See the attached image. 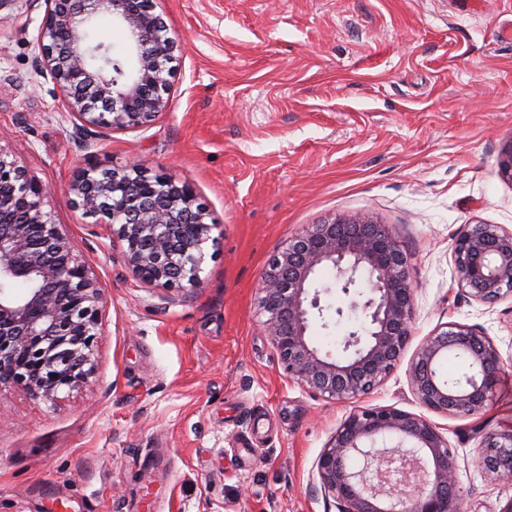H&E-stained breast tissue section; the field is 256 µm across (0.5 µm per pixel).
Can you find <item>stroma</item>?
Listing matches in <instances>:
<instances>
[{"label": "stroma", "instance_id": "35a3bbf8", "mask_svg": "<svg viewBox=\"0 0 512 512\" xmlns=\"http://www.w3.org/2000/svg\"><path fill=\"white\" fill-rule=\"evenodd\" d=\"M176 38L169 102L146 131L82 148L35 69L42 0L0 8V147L103 292L97 369L54 402L0 392V512H337L317 461L350 412L289 380L257 312L273 256L303 226L368 212L408 257L416 339L472 326L503 366L485 410L436 416L465 512L512 487L478 462L512 429V297L460 294L456 234L512 229V0H154ZM189 183L215 227L196 286L141 282L68 191L90 166ZM421 413L406 366L369 400Z\"/></svg>", "mask_w": 512, "mask_h": 512}]
</instances>
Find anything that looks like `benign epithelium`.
Returning a JSON list of instances; mask_svg holds the SVG:
<instances>
[{
    "label": "benign epithelium",
    "instance_id": "benign-epithelium-1",
    "mask_svg": "<svg viewBox=\"0 0 512 512\" xmlns=\"http://www.w3.org/2000/svg\"><path fill=\"white\" fill-rule=\"evenodd\" d=\"M37 35L38 73L50 80L76 129L150 128L168 99V64L177 43L155 13L154 0H44ZM107 16L126 35L127 63L112 67L111 48L87 41ZM75 204L125 242V257L149 285L169 290L200 282L215 224L192 187L164 171L134 165L90 168L69 185ZM50 187L35 180L0 147V391L22 386L53 402L82 387L95 371L102 289L81 260L78 245L46 209ZM464 296L483 304L512 297V230L475 224L454 242ZM330 266L349 293L363 274L370 297L361 332H352L337 360L321 352L308 330L324 317L318 269ZM262 325L288 378L338 404L362 401L400 364L413 339L414 289L407 257L368 212L339 215L293 235L271 261L257 289ZM461 353L469 373L443 379L439 361ZM492 341L472 326L449 323L416 348L408 369L411 392L427 411L480 414L502 370ZM397 438L394 447L378 439ZM366 467L351 466L355 456ZM481 463L498 483L512 486V432L483 435ZM457 457L436 423L391 406H358L317 461L322 494L337 512H463Z\"/></svg>",
    "mask_w": 512,
    "mask_h": 512
}]
</instances>
